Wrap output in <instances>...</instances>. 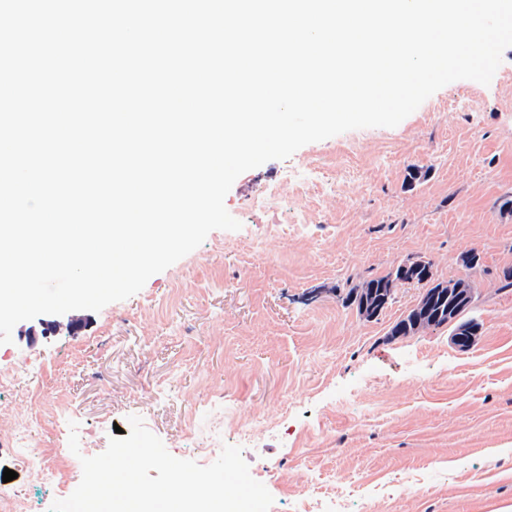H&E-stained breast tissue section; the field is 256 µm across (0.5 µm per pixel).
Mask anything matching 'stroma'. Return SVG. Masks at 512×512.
Instances as JSON below:
<instances>
[{"label":"stroma","mask_w":512,"mask_h":512,"mask_svg":"<svg viewBox=\"0 0 512 512\" xmlns=\"http://www.w3.org/2000/svg\"><path fill=\"white\" fill-rule=\"evenodd\" d=\"M422 177L408 183L410 170ZM512 47L490 84L452 82L393 128L351 130L241 174L225 207L242 227L203 243L101 311L18 323L0 370L36 369L0 389V471L29 512L50 485L28 478L31 448L76 425L82 454L129 416L171 455L207 466L241 447L269 512H506L512 508ZM470 275L482 326L462 351L450 327L394 337L418 300L396 289L374 319L346 283L428 260ZM43 422L13 446L35 395Z\"/></svg>","instance_id":"stroma-1"}]
</instances>
